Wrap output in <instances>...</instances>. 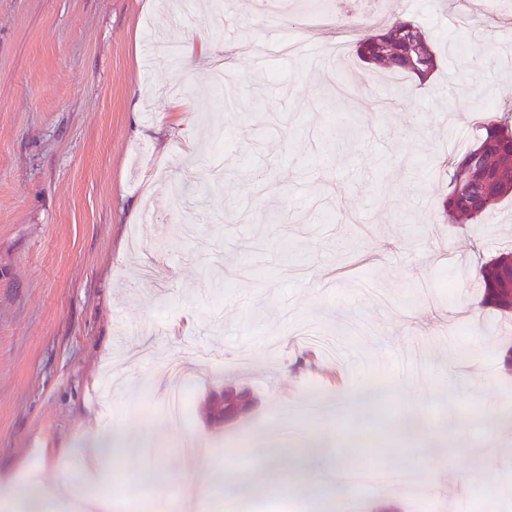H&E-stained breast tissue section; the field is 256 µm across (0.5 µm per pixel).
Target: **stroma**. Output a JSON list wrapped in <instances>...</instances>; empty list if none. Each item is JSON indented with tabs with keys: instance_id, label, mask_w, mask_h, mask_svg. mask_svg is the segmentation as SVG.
<instances>
[{
	"instance_id": "stroma-1",
	"label": "stroma",
	"mask_w": 512,
	"mask_h": 512,
	"mask_svg": "<svg viewBox=\"0 0 512 512\" xmlns=\"http://www.w3.org/2000/svg\"><path fill=\"white\" fill-rule=\"evenodd\" d=\"M0 0V487L78 481L89 448H146L160 473L233 472L269 434L334 447L362 413L314 403L392 387L370 417L373 462L512 501V316L480 304L482 266L512 249V198L448 220L449 134L512 117V0ZM414 21L431 81L361 63L356 42ZM210 55L149 62L148 44ZM348 67L270 55L272 37ZM226 105L214 107L216 71ZM383 89L377 101L374 89ZM452 341H444V331ZM189 391L174 424L162 363ZM233 385L252 413L210 422ZM420 416L413 437L390 436ZM112 512H142L137 467L113 457ZM481 512L478 497L388 490L363 512ZM260 512H339L336 493L266 496Z\"/></svg>"
}]
</instances>
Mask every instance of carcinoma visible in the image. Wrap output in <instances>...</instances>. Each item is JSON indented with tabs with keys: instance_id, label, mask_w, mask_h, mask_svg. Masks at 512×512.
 Masks as SVG:
<instances>
[{
	"instance_id": "obj_1",
	"label": "carcinoma",
	"mask_w": 512,
	"mask_h": 512,
	"mask_svg": "<svg viewBox=\"0 0 512 512\" xmlns=\"http://www.w3.org/2000/svg\"><path fill=\"white\" fill-rule=\"evenodd\" d=\"M359 59L387 73L414 74L426 78L437 68V59L423 31L414 23L399 21L356 45ZM484 154L491 163L490 181L471 191L459 184L464 165L475 153ZM512 195V130L490 120L484 124L477 142L453 161L444 213L456 221H474ZM512 251L502 252L481 270L483 304L506 316L512 312Z\"/></svg>"
}]
</instances>
